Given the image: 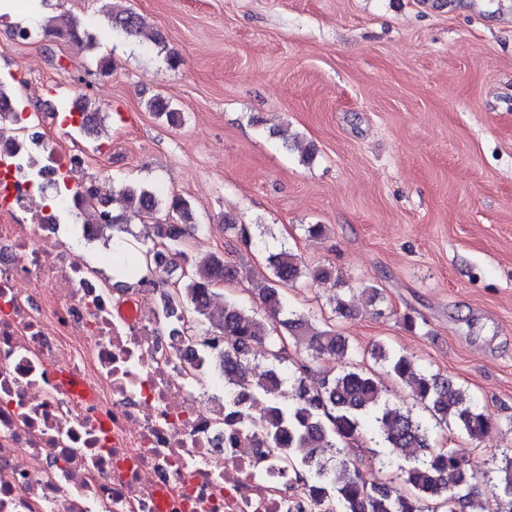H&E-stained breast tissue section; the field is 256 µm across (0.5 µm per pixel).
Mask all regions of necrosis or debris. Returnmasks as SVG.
<instances>
[{
	"mask_svg": "<svg viewBox=\"0 0 512 512\" xmlns=\"http://www.w3.org/2000/svg\"><path fill=\"white\" fill-rule=\"evenodd\" d=\"M29 145L0 161V512H322L200 394L160 289L114 298L30 203Z\"/></svg>",
	"mask_w": 512,
	"mask_h": 512,
	"instance_id": "necrosis-or-debris-1",
	"label": "necrosis or debris"
}]
</instances>
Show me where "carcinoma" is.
Segmentation results:
<instances>
[{
	"mask_svg": "<svg viewBox=\"0 0 512 512\" xmlns=\"http://www.w3.org/2000/svg\"><path fill=\"white\" fill-rule=\"evenodd\" d=\"M112 27L131 37L158 41L145 19L131 9L113 11ZM46 36L66 37L77 43L92 44L90 34L76 23L64 28L44 26ZM147 108L159 119L175 125L181 113L158 96ZM0 120L22 123L19 112L0 88ZM120 193L132 214L143 217L161 211L171 222L153 225V235L140 256L144 271L140 285L160 284L163 298L177 302L180 318L195 317L202 327L201 354L196 367L209 362L224 375V383L233 389L224 392V422L239 424L247 430L260 428L265 436L266 454L286 456L293 464L288 480L311 485L324 512H455V505L465 502L475 508L483 494L471 464L447 449H437L430 442L428 426L409 409L381 402V379L370 369L350 361L338 374L323 377L312 371L317 359L332 355L350 356L349 344L335 325L318 324L299 314L288 313V287L308 275L314 280H328L332 269L317 268L305 272L298 256L286 249L268 257L270 273L251 283L250 291L258 298L259 309L247 313L233 298L224 299L222 315L215 316L210 301L218 296L214 285L230 281L238 269L221 254L192 259L183 240L194 237L200 228L190 203L181 195L161 200L145 185H125ZM75 207L85 223L98 231L123 223L124 215L112 214L108 202L90 184L74 194ZM169 245L172 255L164 265L154 258L158 242ZM188 265V273L176 279L177 293L166 292L170 280L157 274L177 269V261ZM308 351L307 360L292 362L283 340ZM264 353L271 367L258 374L251 367V357ZM375 362L386 373L406 383L415 401L430 412L436 425H453L472 440H481L499 421L479 406L451 378L430 373L419 367L407 354L396 353L378 344L372 349ZM292 362L283 372L281 365ZM254 397L265 403L266 414L257 421L249 416L244 401ZM373 422L378 445L385 463L396 466V477L365 483L357 473H350L341 484L332 477L336 465L348 467L353 449L363 436L365 420ZM492 492L505 501L503 512H512V458L500 469Z\"/></svg>",
	"mask_w": 512,
	"mask_h": 512,
	"instance_id": "carcinoma-1",
	"label": "carcinoma"
}]
</instances>
